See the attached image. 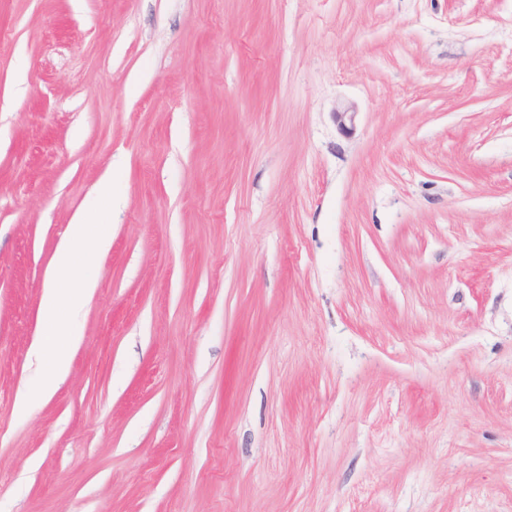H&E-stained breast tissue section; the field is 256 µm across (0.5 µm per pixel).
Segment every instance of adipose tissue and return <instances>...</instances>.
Returning <instances> with one entry per match:
<instances>
[{
  "mask_svg": "<svg viewBox=\"0 0 512 512\" xmlns=\"http://www.w3.org/2000/svg\"><path fill=\"white\" fill-rule=\"evenodd\" d=\"M110 243L108 225L91 223L82 215L68 224L40 299L44 325L30 348L31 362L39 364L52 358L56 374H66L76 334L73 320L87 305L95 287L89 269Z\"/></svg>",
  "mask_w": 512,
  "mask_h": 512,
  "instance_id": "ef3b65f1",
  "label": "adipose tissue"
}]
</instances>
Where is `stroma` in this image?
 Instances as JSON below:
<instances>
[{
	"mask_svg": "<svg viewBox=\"0 0 512 512\" xmlns=\"http://www.w3.org/2000/svg\"><path fill=\"white\" fill-rule=\"evenodd\" d=\"M0 512H512V0H0ZM110 243L108 225L92 224L85 216L76 215L68 224L54 257L40 299L44 325L30 348L29 359L41 364L51 352L57 377L66 374L74 336H78L72 320L87 305L95 288V280L89 273L92 261Z\"/></svg>",
	"mask_w": 512,
	"mask_h": 512,
	"instance_id": "1",
	"label": "stroma"
}]
</instances>
